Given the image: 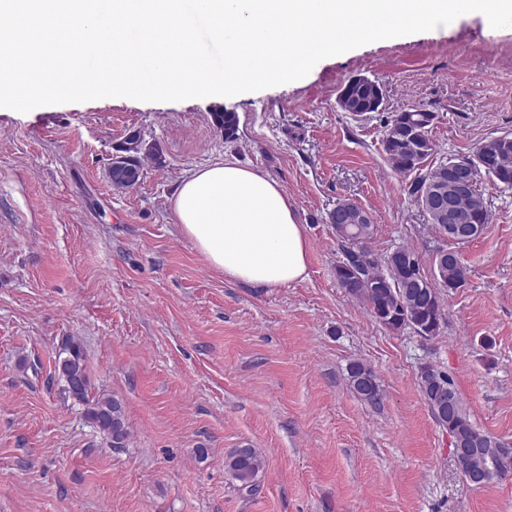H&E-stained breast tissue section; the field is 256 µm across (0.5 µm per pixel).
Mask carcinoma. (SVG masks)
I'll return each instance as SVG.
<instances>
[{"label":"carcinoma","instance_id":"carcinoma-1","mask_svg":"<svg viewBox=\"0 0 512 512\" xmlns=\"http://www.w3.org/2000/svg\"><path fill=\"white\" fill-rule=\"evenodd\" d=\"M378 83L348 81L338 96L344 112L359 115L375 113L381 105L376 99ZM434 115L422 110L391 112L383 123L382 146L391 168L403 176H413L408 193L422 211L437 223L428 204L425 187L444 176L442 165L428 170L426 163L434 154L435 145L429 135ZM213 124L224 132V139L237 138L239 120L236 113L218 111L212 114ZM484 174L495 184L512 188V135L485 140L479 147ZM124 156L121 166L112 169V185L130 188L140 179L143 162L153 160L160 165L162 155L155 145L147 143L140 133L127 135L117 147ZM374 224H351L348 237L342 240L344 257L336 265V281L346 296L365 303L379 324L392 331L417 328L420 336L437 335L445 320L440 289H457L465 283L464 265L434 262L433 274L427 275L417 252L399 247L378 257L368 248L374 235ZM347 380L353 391L371 405L380 403L383 389L372 368L362 361L349 362ZM55 376L69 397L84 406L85 417L99 431L112 439V447L124 448L130 433L122 402L113 397L92 396V383L87 373L86 354L77 340L62 346L55 360ZM423 398L437 423L443 428L453 424L454 433L461 435L472 448H490L494 437L474 428L464 410L453 379L441 370H432L428 377L418 378ZM480 463L490 472V478L504 471L512 472V452L492 453ZM225 468L239 488L251 492L257 486L258 475L264 469L262 457L253 448H236L226 458Z\"/></svg>","mask_w":512,"mask_h":512}]
</instances>
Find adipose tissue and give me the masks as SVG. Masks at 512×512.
<instances>
[{
	"instance_id": "ef3b65f1",
	"label": "adipose tissue",
	"mask_w": 512,
	"mask_h": 512,
	"mask_svg": "<svg viewBox=\"0 0 512 512\" xmlns=\"http://www.w3.org/2000/svg\"><path fill=\"white\" fill-rule=\"evenodd\" d=\"M183 234L226 279L277 288L306 278L305 228L266 174L219 162L196 170L173 198Z\"/></svg>"
}]
</instances>
